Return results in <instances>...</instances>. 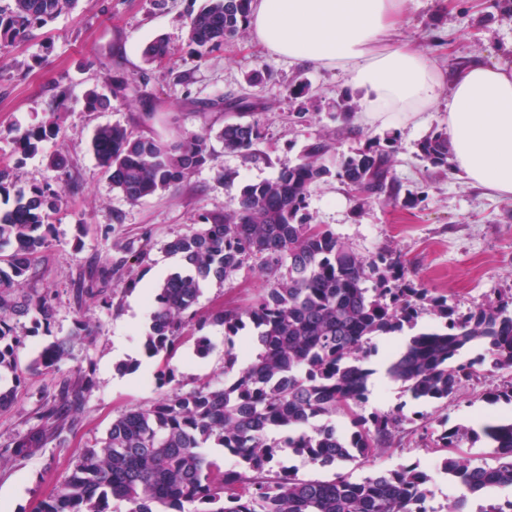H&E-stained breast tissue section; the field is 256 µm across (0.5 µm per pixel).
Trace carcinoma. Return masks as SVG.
<instances>
[{"instance_id": "cac0c4a2", "label": "carcinoma", "mask_w": 512, "mask_h": 512, "mask_svg": "<svg viewBox=\"0 0 512 512\" xmlns=\"http://www.w3.org/2000/svg\"><path fill=\"white\" fill-rule=\"evenodd\" d=\"M74 0H9L0 6V50L57 17ZM252 0H208L190 20L187 46L203 59L242 33ZM171 53L162 38L142 55L161 63ZM122 102L143 99V85L117 81ZM54 121L13 137V154L36 155L56 135ZM217 138L224 148L250 160L263 138L257 122L224 124ZM211 131L187 132L172 142L136 135L113 124L99 127L92 149L110 174L112 186L128 200L160 196L204 166L211 157ZM395 137L374 141L343 158L336 177L360 197L397 199L391 167ZM419 156L434 167L448 166V132L438 131L418 144ZM330 145L323 138L305 146L297 163L275 179L242 188L233 207L200 215L199 224L167 243L187 271L174 272L155 288L144 350L160 356L156 380L173 381L170 360L186 339L195 338L196 355L212 350L200 334L206 324L224 327V371L239 362L234 338L251 325L254 351L238 377L224 386L180 388L147 407L131 408L112 420L100 445L85 448L55 495L37 512H108L109 498L130 504L128 512H466V498L452 499L437 511L417 495L428 482L416 465H401L356 482L344 475L331 480L300 479L275 471L279 453L289 449L311 463L336 466L392 447L408 418L401 410L359 412L369 392L372 337L414 324L429 303L444 322L409 338L396 349L389 376L416 400L448 401L468 384L512 368V305L489 298L476 310L458 314L446 298H431L407 283L402 262L389 252L363 257L334 234L311 222L306 211L311 186L331 174L324 163ZM61 201L49 186L19 189L13 206L0 211V246H13L0 261V369L15 371L17 326L35 313L50 322L54 306L47 295L24 288L35 256L47 244L44 229ZM268 276L267 288L243 309H196L201 287L224 280L246 264ZM374 282L369 288L366 283ZM72 337L41 352L37 365L50 367L69 356ZM476 342L487 354L464 359ZM81 390L65 388L43 418L54 422L78 410ZM344 412L353 431L333 428L310 433L313 419ZM485 438L493 464L474 465L460 451L466 438ZM44 434L17 442L14 455L36 454ZM443 453L448 482L471 494L488 486H512V420L481 424L479 429L446 428L433 439ZM222 448L236 466L223 468L206 453Z\"/></svg>"}]
</instances>
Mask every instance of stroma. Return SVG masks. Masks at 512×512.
I'll return each instance as SVG.
<instances>
[{
    "mask_svg": "<svg viewBox=\"0 0 512 512\" xmlns=\"http://www.w3.org/2000/svg\"><path fill=\"white\" fill-rule=\"evenodd\" d=\"M204 2L164 0L158 6L154 0H76L71 10L0 50V161L10 165L16 188L48 185L63 192L48 245L37 255L29 279L33 291L51 293L54 316L46 327L21 320L22 342L15 350L20 383L12 404L0 410V512H35L65 482L82 449L105 437L113 419L162 396L155 377L158 362L146 356L143 337L158 269L169 259L167 242L187 232L200 215L232 207L244 185L275 178L315 138L330 143L326 164L332 169L369 141L394 134L392 176L400 200L360 199L331 173L307 197L314 223L361 255L392 251L414 287L447 298L459 312L476 309L489 296L512 297V196L488 194L455 168L440 170L418 156L421 140L446 129V106L428 113L418 126L382 127L357 113L342 121L337 101L357 95L346 72L269 53L247 32L196 60L188 53V20ZM158 37L168 41L172 56L146 63L142 49ZM395 37L434 57L448 76L472 61L512 69V0H417L401 17ZM120 78L146 82L150 99L129 105L112 100L113 83ZM300 84L309 85L310 92L297 98L292 90ZM91 89L110 98L108 108L89 111ZM225 96L252 102L245 118L260 123V148L267 160L247 161L214 139L211 160L163 195L132 202L113 188L91 148L98 127L120 124L165 139L184 131H216L231 115L204 104ZM148 109L154 119L141 122ZM51 118L59 132L44 142L41 154L13 155L12 139L19 131ZM50 154L67 158V177L48 166ZM407 197L413 205H404ZM135 254L142 262H132ZM104 266L112 267L111 278L95 283L92 294L79 292L80 280ZM265 286L259 273L245 267L224 284L204 288L198 308L207 313L243 307ZM81 321L88 332L71 356L49 370L37 366L43 348L70 336ZM204 333L211 353L200 358L193 342L183 344L170 362L174 386L189 390L224 382V330L210 325ZM118 336L135 350V372L119 369ZM88 369L94 385L84 392L77 416L45 430L44 407L57 399L63 384H76ZM509 383L512 371L500 372L442 405L412 400L400 383L385 380L372 389L362 413L403 408L411 422L393 447L336 469L308 464L288 452L282 460L299 477L319 480L338 471L359 480L406 461L426 464L435 456L432 438L443 429L511 418L512 403L487 397ZM40 429L46 439L37 455H11L16 442Z\"/></svg>",
    "mask_w": 512,
    "mask_h": 512,
    "instance_id": "1",
    "label": "stroma"
}]
</instances>
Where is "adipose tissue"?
Listing matches in <instances>:
<instances>
[{
    "mask_svg": "<svg viewBox=\"0 0 512 512\" xmlns=\"http://www.w3.org/2000/svg\"><path fill=\"white\" fill-rule=\"evenodd\" d=\"M413 0H254L250 29L270 53L349 73L364 117L423 122L448 97L455 168L470 184L512 195V69L471 63L451 80L431 56L390 35Z\"/></svg>",
    "mask_w": 512,
    "mask_h": 512,
    "instance_id": "ef3b65f1",
    "label": "adipose tissue"
}]
</instances>
